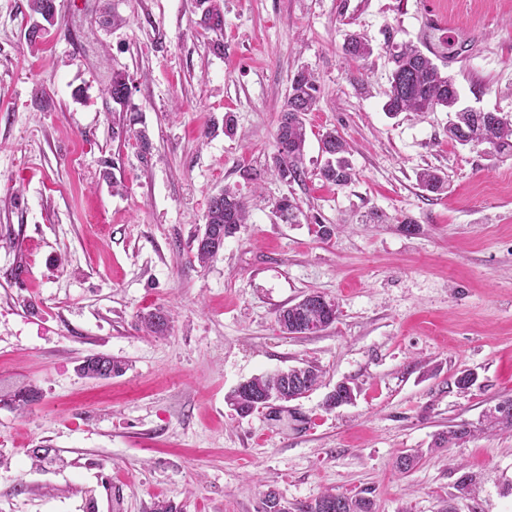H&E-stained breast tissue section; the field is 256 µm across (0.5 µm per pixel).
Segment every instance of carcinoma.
<instances>
[{
  "label": "carcinoma",
  "instance_id": "1",
  "mask_svg": "<svg viewBox=\"0 0 512 512\" xmlns=\"http://www.w3.org/2000/svg\"><path fill=\"white\" fill-rule=\"evenodd\" d=\"M31 10L40 15L48 25H54L53 0H31ZM203 24L206 29L221 31L224 28V12L219 0H208ZM343 50L352 59H361L371 53L368 41L350 34L345 39ZM393 67L389 76V87L385 92L383 110L390 116L402 112H434L444 108L454 113V120L448 124V138L461 144L471 142L487 144L496 154L512 156V121L498 112H484L473 109H456L459 91L452 78L442 75L439 67L421 49L404 44L395 49L391 56ZM112 101L124 107L130 98L128 78L121 71L112 72V82L108 88ZM318 87L315 77L306 70H299L291 79L276 132V152L273 156V169L286 183H299L307 176L304 164L307 143L305 116L316 106ZM321 151L326 155L319 174L325 181L345 186L352 181L353 168L345 157L347 152L344 140L331 130L320 138ZM419 185L426 191L437 193L443 186L442 176L435 170L424 169L417 174ZM247 201L236 191L226 188L210 200L203 225V233L194 238L193 257L201 264L206 263L224 248V240L234 236L240 226L246 223ZM279 217L293 224L296 222L299 205L289 196H283L276 203ZM317 292L304 295L305 302H296L279 311L277 322L283 331L291 335L312 334L323 331L337 319L338 305L321 302ZM140 323L153 333H162L168 327V318L161 310L150 311L140 316ZM126 370V363L105 355H91L83 360L79 371L90 378H111L120 376ZM286 376L282 372L255 376L240 389L236 388L229 396L235 409L257 410L253 396H276L284 400ZM355 399L354 390L341 388L337 394L325 399L328 409L350 404ZM469 435L464 426L440 433L436 446L453 444ZM297 512H374L371 498L360 493L345 494L326 492L313 503L297 507Z\"/></svg>",
  "mask_w": 512,
  "mask_h": 512
}]
</instances>
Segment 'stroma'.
<instances>
[{
    "mask_svg": "<svg viewBox=\"0 0 512 512\" xmlns=\"http://www.w3.org/2000/svg\"><path fill=\"white\" fill-rule=\"evenodd\" d=\"M220 3L213 32L201 0H55L32 39L30 0H0V396L41 392L23 413L0 405V512H261L270 488L289 512L328 489L369 490L375 512H512V428L485 421L512 398V157L449 140L446 111L382 109L392 45L438 46L440 10L458 33L434 61L462 105L512 119V0ZM353 32L369 57L345 58ZM303 66L320 91L307 178L288 184L269 168ZM116 70L128 112L107 92ZM133 111L144 155L120 133ZM328 130L355 173L342 187L318 174ZM425 168L444 192L419 187ZM227 186L248 222L202 266L191 241ZM285 195L299 223L277 217ZM312 291L336 322L283 332L279 311ZM159 307L170 328L146 335L138 317ZM98 353L126 372L81 375ZM307 363L323 377L304 398L243 418L227 401ZM342 382L355 401L326 410ZM455 425L471 436L435 449ZM39 445L55 462L33 466ZM410 450L423 457L399 473Z\"/></svg>",
    "mask_w": 512,
    "mask_h": 512,
    "instance_id": "35a3bbf8",
    "label": "stroma"
}]
</instances>
